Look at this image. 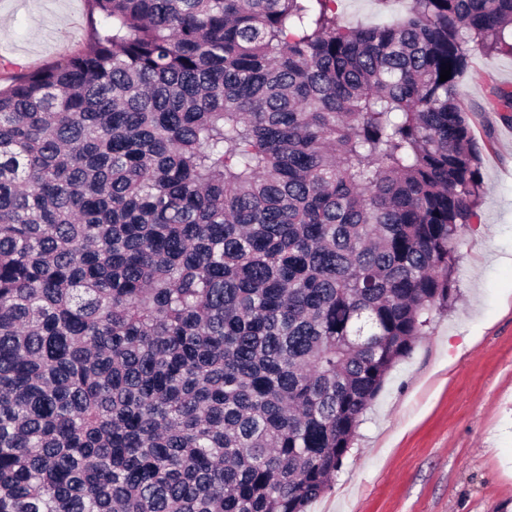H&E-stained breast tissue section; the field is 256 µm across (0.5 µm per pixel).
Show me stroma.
<instances>
[{
    "label": "stroma",
    "mask_w": 512,
    "mask_h": 512,
    "mask_svg": "<svg viewBox=\"0 0 512 512\" xmlns=\"http://www.w3.org/2000/svg\"><path fill=\"white\" fill-rule=\"evenodd\" d=\"M86 0H0V83L85 46ZM512 55L475 48L458 93L484 195L456 299L391 372L330 490L308 512H512Z\"/></svg>",
    "instance_id": "stroma-1"
}]
</instances>
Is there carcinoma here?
<instances>
[{
    "mask_svg": "<svg viewBox=\"0 0 512 512\" xmlns=\"http://www.w3.org/2000/svg\"><path fill=\"white\" fill-rule=\"evenodd\" d=\"M87 2L0 88V512H307L455 299L512 0ZM339 17L343 23H377L385 19L375 0H343Z\"/></svg>",
    "mask_w": 512,
    "mask_h": 512,
    "instance_id": "carcinoma-1",
    "label": "carcinoma"
}]
</instances>
